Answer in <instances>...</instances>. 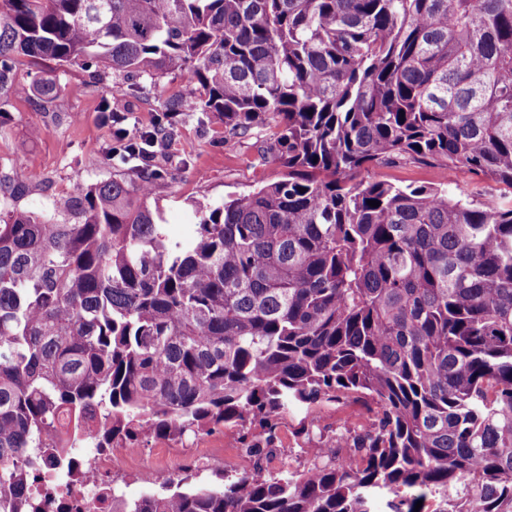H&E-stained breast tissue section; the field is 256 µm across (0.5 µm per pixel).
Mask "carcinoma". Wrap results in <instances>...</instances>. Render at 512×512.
Returning a JSON list of instances; mask_svg holds the SVG:
<instances>
[{
    "label": "carcinoma",
    "instance_id": "obj_1",
    "mask_svg": "<svg viewBox=\"0 0 512 512\" xmlns=\"http://www.w3.org/2000/svg\"><path fill=\"white\" fill-rule=\"evenodd\" d=\"M100 64L117 94L186 73L123 173L21 206L43 177L0 169V512L62 448H136L219 427L253 468L193 476L112 512H512V0H0L5 106L34 86L18 57ZM252 129L283 179L196 207L171 242L147 199L178 121ZM470 173L497 204L441 181H356L403 162ZM380 202L372 207L368 201ZM348 399L366 427L295 437L302 472L263 466L290 411Z\"/></svg>",
    "mask_w": 512,
    "mask_h": 512
}]
</instances>
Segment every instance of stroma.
I'll return each mask as SVG.
<instances>
[{
	"label": "stroma",
	"instance_id": "1",
	"mask_svg": "<svg viewBox=\"0 0 512 512\" xmlns=\"http://www.w3.org/2000/svg\"><path fill=\"white\" fill-rule=\"evenodd\" d=\"M183 82V75L172 74L162 78L149 96H116L111 81L93 83L90 71L71 66L60 78L61 93L51 111H39L32 98L12 100L10 131L0 137V167H11L19 157L23 165L17 169L18 178L34 170L48 180L47 189L32 192L23 199V206L50 211L57 196L116 173L107 157L110 130L99 120L103 101L128 114L130 129L138 132L152 125L165 99ZM267 135V128L260 126L239 142L225 141L224 124L214 116L179 125L175 136L159 148L174 178L156 187L147 200L151 209L159 211L170 239L185 237L197 221L196 206H220L231 195L252 191L285 174L279 160L261 158L257 151ZM356 177L419 186L437 182L439 170L419 163L376 165L358 170Z\"/></svg>",
	"mask_w": 512,
	"mask_h": 512
}]
</instances>
